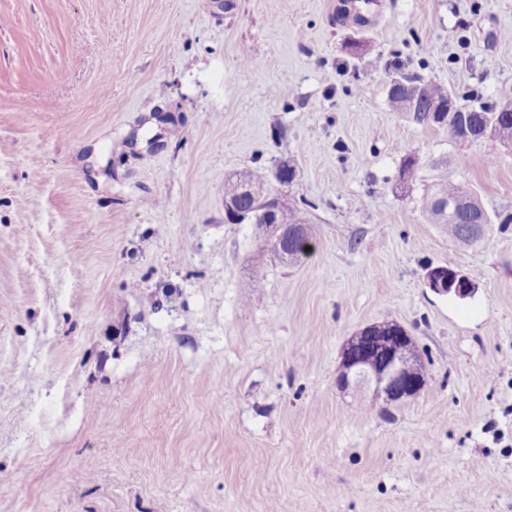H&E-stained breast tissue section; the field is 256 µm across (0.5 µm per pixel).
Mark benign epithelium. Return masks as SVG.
I'll return each mask as SVG.
<instances>
[{"label":"benign epithelium","mask_w":512,"mask_h":512,"mask_svg":"<svg viewBox=\"0 0 512 512\" xmlns=\"http://www.w3.org/2000/svg\"><path fill=\"white\" fill-rule=\"evenodd\" d=\"M246 192L262 198L266 206L256 211H244L230 200L224 201V220L229 224H250L264 220L262 228L265 241L279 257L288 258V244L301 234L306 224H281L276 212L288 205V192L262 196L248 188ZM427 286L436 293L446 294L453 290L460 298L469 297L474 284L452 277L445 266H434L427 270ZM376 324H369L349 336L342 345L340 366L336 385L346 391L362 383L374 384L373 395L384 407L396 406L418 396L426 380L414 376V362L420 355L414 337L398 323L390 324L387 335H377Z\"/></svg>","instance_id":"benign-epithelium-1"}]
</instances>
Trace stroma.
I'll return each instance as SVG.
<instances>
[{"mask_svg":"<svg viewBox=\"0 0 512 512\" xmlns=\"http://www.w3.org/2000/svg\"><path fill=\"white\" fill-rule=\"evenodd\" d=\"M234 3L0 0V512H512V150L386 101L396 59L512 101V0H378L367 26ZM441 157L478 244L423 214ZM282 159L315 228L290 265L224 221L225 178ZM448 263L472 296L428 288ZM391 320L428 382L368 415L340 348ZM414 153L409 152L404 157L398 168L397 188L405 190L413 185L418 179V171L420 164L418 159L413 156Z\"/></svg>","mask_w":512,"mask_h":512,"instance_id":"stroma-1","label":"stroma"}]
</instances>
